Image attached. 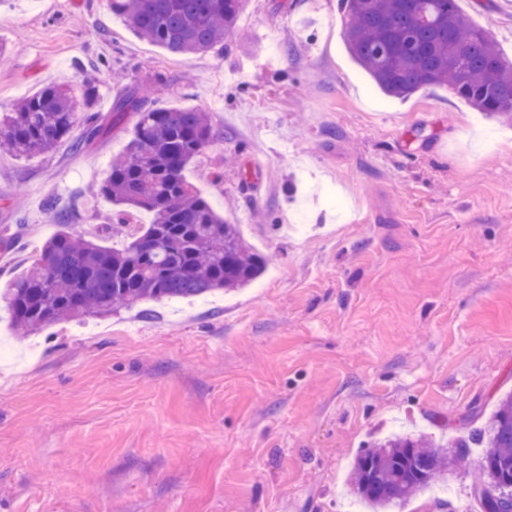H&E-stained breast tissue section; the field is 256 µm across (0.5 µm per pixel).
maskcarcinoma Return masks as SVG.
<instances>
[{"instance_id": "carcinoma-1", "label": "carcinoma", "mask_w": 512, "mask_h": 512, "mask_svg": "<svg viewBox=\"0 0 512 512\" xmlns=\"http://www.w3.org/2000/svg\"><path fill=\"white\" fill-rule=\"evenodd\" d=\"M140 39L173 54L204 52L235 33L247 0H108ZM347 51L387 96L405 100L425 86L446 87L473 108L512 115V58L490 33L470 23L458 0H340ZM104 64L67 84H51L0 115V149L18 158L47 152L76 129L91 141L103 131L92 109ZM139 114L134 136L113 163L97 195L143 209L152 222L110 249L61 231L49 238L26 274L8 289L12 324L26 333L66 320L106 315L149 301L192 298L243 288L266 267L239 226L216 212L184 176L213 141L207 113L195 108L144 107L125 96L115 118ZM485 449L472 493L482 512H501L483 496L491 483L512 479V393L469 440L446 446L423 433L393 434L359 454L350 472L352 493L370 512H396Z\"/></svg>"}]
</instances>
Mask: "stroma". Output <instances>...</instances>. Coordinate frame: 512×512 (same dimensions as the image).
<instances>
[{
  "instance_id": "obj_1",
  "label": "stroma",
  "mask_w": 512,
  "mask_h": 512,
  "mask_svg": "<svg viewBox=\"0 0 512 512\" xmlns=\"http://www.w3.org/2000/svg\"><path fill=\"white\" fill-rule=\"evenodd\" d=\"M512 56V0H458ZM339 0H249L222 51L174 55L107 0H0V113L108 59L132 94L209 113L185 171L267 254L248 286L20 335L5 290L59 230L123 248L86 194L137 121L0 154V512H342L356 456L418 427L468 438L512 393V122L449 89L383 94ZM404 512H468L473 472Z\"/></svg>"
}]
</instances>
